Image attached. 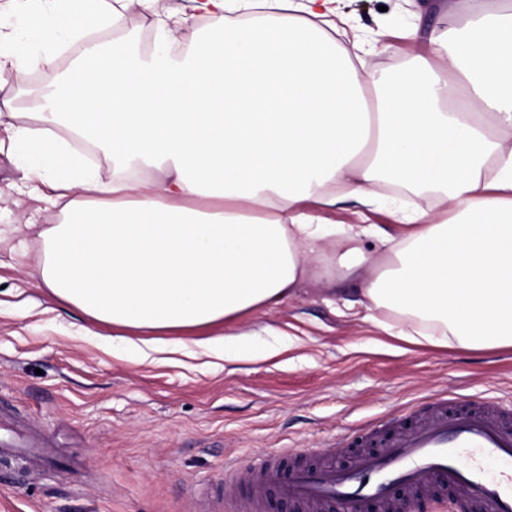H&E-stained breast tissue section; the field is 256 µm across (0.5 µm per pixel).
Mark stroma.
<instances>
[{
	"label": "stroma",
	"instance_id": "35a3bbf8",
	"mask_svg": "<svg viewBox=\"0 0 512 512\" xmlns=\"http://www.w3.org/2000/svg\"><path fill=\"white\" fill-rule=\"evenodd\" d=\"M467 0H342L332 22L375 44L373 72L404 70L421 45L411 24L444 29ZM199 16L194 0H153L93 32L97 43L144 53L157 19ZM83 47L65 40L54 66L0 75V433L23 428L44 446L34 457L0 458V512H236L229 463L249 468L273 448L298 449V463L349 466L356 451L324 453L326 442L365 425L384 428L432 390L512 409V349L415 345L376 322L344 316L334 301L356 299V280L304 285L270 313L247 320L241 360L220 367L202 356H144L141 330L97 322L36 287L41 232L61 212L27 193L9 147L13 131L34 126L38 93ZM376 205L353 200L325 211L331 224L389 227L398 199L373 191ZM31 217V226L17 222Z\"/></svg>",
	"mask_w": 512,
	"mask_h": 512
}]
</instances>
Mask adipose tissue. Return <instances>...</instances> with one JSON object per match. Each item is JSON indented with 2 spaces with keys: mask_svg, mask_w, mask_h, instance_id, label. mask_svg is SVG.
I'll use <instances>...</instances> for the list:
<instances>
[{
  "mask_svg": "<svg viewBox=\"0 0 512 512\" xmlns=\"http://www.w3.org/2000/svg\"><path fill=\"white\" fill-rule=\"evenodd\" d=\"M149 0H44L22 20L49 54ZM202 16L266 6L209 33L159 23L158 52L90 44L15 131L32 181L63 214L43 232L39 287L97 321L146 330L147 350L231 359L240 322L329 269L413 344L512 347V14L473 8L461 35L415 24L424 52L393 77L359 72L324 26L335 0H196ZM187 54L174 56L173 45ZM112 162L111 181L60 128ZM160 172L142 180L144 169ZM383 182L439 194L377 224H326ZM380 244L377 253L367 240ZM223 326L190 341L184 333Z\"/></svg>",
  "mask_w": 512,
  "mask_h": 512,
  "instance_id": "ef3b65f1",
  "label": "adipose tissue"
}]
</instances>
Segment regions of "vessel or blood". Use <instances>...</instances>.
<instances>
[{
    "instance_id": "obj_1",
    "label": "vessel or blood",
    "mask_w": 512,
    "mask_h": 512,
    "mask_svg": "<svg viewBox=\"0 0 512 512\" xmlns=\"http://www.w3.org/2000/svg\"><path fill=\"white\" fill-rule=\"evenodd\" d=\"M377 452L358 455L346 468H303L289 464V449L258 460L241 478L251 491L246 512H257L266 491L296 500L315 512L340 506L343 512H405L395 485L422 492L445 484L455 488L472 512H512V413L489 403L427 396L417 420L401 424ZM510 466L501 478L488 477L480 460Z\"/></svg>"
}]
</instances>
